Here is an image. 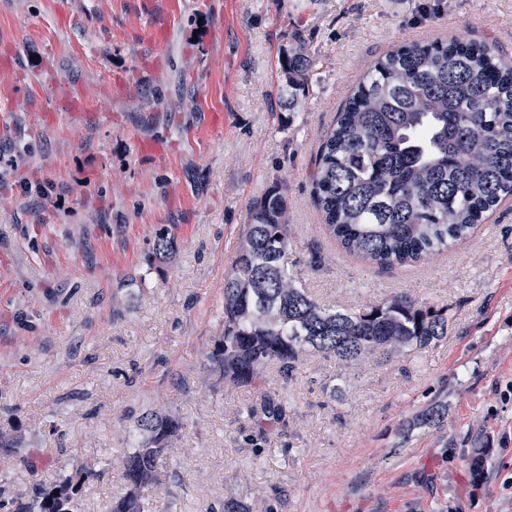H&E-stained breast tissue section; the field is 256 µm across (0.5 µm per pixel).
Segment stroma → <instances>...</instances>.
I'll return each mask as SVG.
<instances>
[{"label":"stroma","instance_id":"35a3bbf8","mask_svg":"<svg viewBox=\"0 0 512 512\" xmlns=\"http://www.w3.org/2000/svg\"><path fill=\"white\" fill-rule=\"evenodd\" d=\"M453 37L511 55L512 0H0V512L81 460L101 476L79 512H107L130 416L155 408L185 425L155 512H512V202L386 268L344 251L314 198L363 73ZM300 46L318 81L287 111L279 60ZM72 92L83 111L58 108ZM276 180L298 287L351 311L447 307V337L347 365L312 353L251 388L213 373L224 274ZM264 393L286 408L266 435L244 413ZM435 405L443 421L420 424Z\"/></svg>","mask_w":512,"mask_h":512}]
</instances>
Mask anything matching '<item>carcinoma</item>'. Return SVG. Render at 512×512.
Wrapping results in <instances>:
<instances>
[{
    "label": "carcinoma",
    "mask_w": 512,
    "mask_h": 512,
    "mask_svg": "<svg viewBox=\"0 0 512 512\" xmlns=\"http://www.w3.org/2000/svg\"><path fill=\"white\" fill-rule=\"evenodd\" d=\"M311 62L299 47L281 59L284 106L308 94ZM316 202L342 248L379 266L416 263L469 236L512 196V59L486 41L416 43L378 59L352 89L322 144ZM288 202L273 185L256 199L224 276L220 333L205 359L232 384L249 386L269 366L286 375L311 353L351 363L371 351L423 348L448 336V308L396 295L358 312L321 306L288 272ZM174 239L154 243L171 258ZM261 434L282 423L270 396L246 407ZM183 428L174 415L133 416V443L121 456L125 492L110 512H149L147 490ZM79 477L39 486L18 512H75Z\"/></svg>",
    "instance_id": "carcinoma-1"
}]
</instances>
